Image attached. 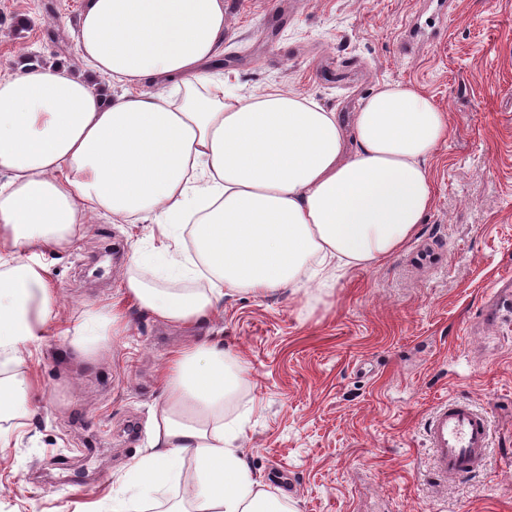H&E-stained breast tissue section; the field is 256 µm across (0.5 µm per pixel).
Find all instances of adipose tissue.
I'll list each match as a JSON object with an SVG mask.
<instances>
[{"label":"adipose tissue","mask_w":512,"mask_h":512,"mask_svg":"<svg viewBox=\"0 0 512 512\" xmlns=\"http://www.w3.org/2000/svg\"><path fill=\"white\" fill-rule=\"evenodd\" d=\"M80 68L18 57L0 79V422L29 415L21 347L40 341L55 293L37 253L70 244L93 217L188 220L183 272L206 288H162L135 265L126 295L159 320L194 325L241 289L295 291L333 269L388 259L413 236L433 190L427 158L448 136L425 94L379 86L346 154L335 113L274 90L224 93L211 62L224 0H84ZM124 84L113 95V84ZM244 370L209 341L176 352L156 448L123 475L154 498L195 470L164 512H298L264 490L224 424Z\"/></svg>","instance_id":"ef3b65f1"}]
</instances>
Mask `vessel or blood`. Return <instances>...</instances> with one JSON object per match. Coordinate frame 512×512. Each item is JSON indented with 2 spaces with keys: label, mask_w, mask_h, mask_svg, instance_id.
Instances as JSON below:
<instances>
[{
  "label": "vessel or blood",
  "mask_w": 512,
  "mask_h": 512,
  "mask_svg": "<svg viewBox=\"0 0 512 512\" xmlns=\"http://www.w3.org/2000/svg\"><path fill=\"white\" fill-rule=\"evenodd\" d=\"M426 446L433 454L440 481L475 472L488 460V418L467 401L442 404L428 419Z\"/></svg>",
  "instance_id": "vessel-or-blood-1"
}]
</instances>
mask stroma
I'll use <instances>...</instances> for the list:
<instances>
[{"label":"stroma","instance_id":"stroma-1","mask_svg":"<svg viewBox=\"0 0 512 512\" xmlns=\"http://www.w3.org/2000/svg\"><path fill=\"white\" fill-rule=\"evenodd\" d=\"M83 0H0V77L19 55L79 66ZM433 0H224L215 69L241 98L281 89L351 124L380 84L414 88L448 116L427 161L433 203L387 260L348 268L329 288L240 291L202 324L162 322L125 297L140 258L173 278L154 222L96 218L39 256L55 314L22 367L31 414L0 447V512H105L118 479L149 452L173 351L196 337L231 353L244 382L224 409L265 490L298 512H512V307L484 319L512 273V0H447L419 49L403 45ZM124 324L90 351L73 332L92 309ZM468 399L492 422L484 472L440 486L424 422Z\"/></svg>","mask_w":512,"mask_h":512}]
</instances>
